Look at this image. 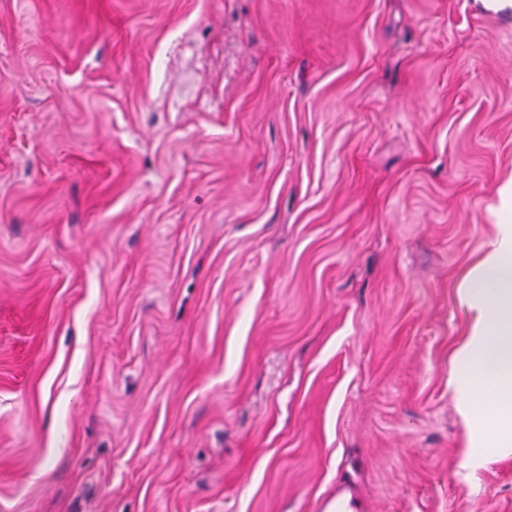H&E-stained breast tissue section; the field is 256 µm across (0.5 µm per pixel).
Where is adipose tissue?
Returning a JSON list of instances; mask_svg holds the SVG:
<instances>
[{
  "mask_svg": "<svg viewBox=\"0 0 512 512\" xmlns=\"http://www.w3.org/2000/svg\"><path fill=\"white\" fill-rule=\"evenodd\" d=\"M471 316L454 354L448 390L477 448H512V182L501 190L493 235L460 280Z\"/></svg>",
  "mask_w": 512,
  "mask_h": 512,
  "instance_id": "obj_1",
  "label": "adipose tissue"
}]
</instances>
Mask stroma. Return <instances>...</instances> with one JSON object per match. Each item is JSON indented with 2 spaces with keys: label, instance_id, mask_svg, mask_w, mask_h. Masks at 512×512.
Listing matches in <instances>:
<instances>
[{
  "label": "stroma",
  "instance_id": "35a3bbf8",
  "mask_svg": "<svg viewBox=\"0 0 512 512\" xmlns=\"http://www.w3.org/2000/svg\"><path fill=\"white\" fill-rule=\"evenodd\" d=\"M512 179V8L0 0V512H512L448 391Z\"/></svg>",
  "mask_w": 512,
  "mask_h": 512
}]
</instances>
